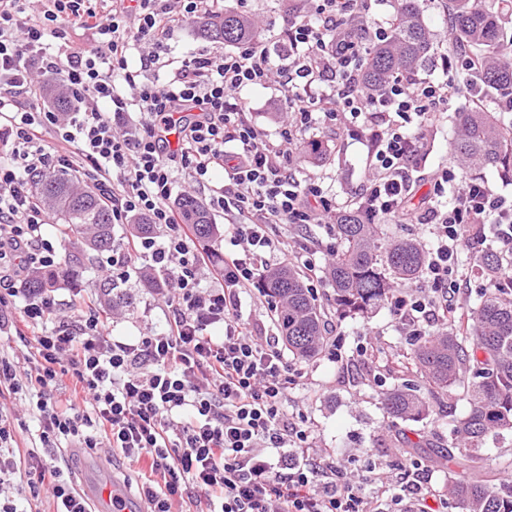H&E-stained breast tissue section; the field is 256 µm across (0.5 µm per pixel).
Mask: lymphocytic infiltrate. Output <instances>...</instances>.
<instances>
[{"label": "lymphocytic infiltrate", "mask_w": 512, "mask_h": 512, "mask_svg": "<svg viewBox=\"0 0 512 512\" xmlns=\"http://www.w3.org/2000/svg\"><path fill=\"white\" fill-rule=\"evenodd\" d=\"M221 0H0V327L23 340V360L0 357V387L35 401L37 445L15 447L0 418V512H19L10 492L18 472L31 498L49 494L54 512H89L64 470L48 458L54 444L90 450L108 444L129 464L148 463L141 496L148 512H444L430 479L395 480L389 466H369L371 489L334 455L310 454L311 431L287 413L294 374L277 339L254 334L242 312L267 268L266 254L302 261L316 278L317 255L331 243L310 234L339 208L292 165L302 130L346 116L367 134L370 176L356 209L373 224H416L437 239L428 249L425 285L399 289L390 312L410 336L447 326L457 292L458 254L470 242L512 244V201L455 165L434 171L432 196L412 210L407 200L424 141L422 132L470 89L477 63L443 58L447 79L393 77L381 95L365 93L358 62L383 29L366 39L340 36L339 20L358 0H310L287 14L288 54L272 64L262 42L217 53L192 50L160 77L161 59L185 20L217 14ZM94 29L99 45L73 51L68 31ZM60 77L74 107L54 112L41 78ZM278 81L287 126L278 140L246 116L238 97ZM73 171L103 194L112 221L147 217L150 236L114 246L112 267L129 279L136 264L167 275L156 302L165 328L138 340L111 336L92 299L74 296L63 314L48 291L25 283L53 264L49 211L34 199L39 172ZM222 180H215L216 171ZM209 190L232 248L207 266L177 209L176 183ZM23 304H16V297ZM25 461H18V453ZM196 498H188L189 490Z\"/></svg>", "instance_id": "1"}]
</instances>
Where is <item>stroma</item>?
Returning a JSON list of instances; mask_svg holds the SVG:
<instances>
[{
  "label": "stroma",
  "instance_id": "stroma-1",
  "mask_svg": "<svg viewBox=\"0 0 512 512\" xmlns=\"http://www.w3.org/2000/svg\"><path fill=\"white\" fill-rule=\"evenodd\" d=\"M246 9L259 17L273 60L287 54L288 44L281 34V15L276 0H248ZM283 88L277 83L245 89L254 121L269 134H278L285 117L280 112ZM471 98L453 100L436 125L425 133L426 170L445 164H456L451 151L455 135L454 114L470 108ZM303 140L321 141L326 149L324 159L314 161L296 153L295 164L303 177L320 182L339 206L353 204L356 190L368 178L367 148L361 140L350 136L343 125H311ZM319 303L329 311L328 334L331 342L315 360L306 362L288 356L290 366L301 369L290 391L288 408L302 414L313 433L312 446L333 451L355 473L364 475L367 463L363 449H372L379 462L397 459L400 440L421 438L423 466L431 483L445 489L449 478L445 456L451 446L449 422L468 409L461 387L440 393L432 402L429 416L421 421L392 424L380 403L381 389L407 384L408 376L400 372L393 360L407 349V339L395 323L388 306H381L366 316H341L334 313V292L327 282L316 285ZM131 298L123 317L113 320L112 334L129 340L140 336L145 322L165 325L167 315L153 304V289L138 276H131L122 286ZM367 353H360L359 345Z\"/></svg>",
  "mask_w": 512,
  "mask_h": 512
}]
</instances>
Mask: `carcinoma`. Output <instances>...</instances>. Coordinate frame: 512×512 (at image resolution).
Listing matches in <instances>:
<instances>
[{"label":"carcinoma","instance_id":"carcinoma-1","mask_svg":"<svg viewBox=\"0 0 512 512\" xmlns=\"http://www.w3.org/2000/svg\"><path fill=\"white\" fill-rule=\"evenodd\" d=\"M450 19L455 49L481 62L476 79L500 94L512 92V61L501 58L505 32L499 7L491 0H450ZM342 29L355 39H366L365 21L359 13L349 17ZM197 33L205 40L236 45L256 40L260 27L226 6L224 12L198 22ZM434 42L419 0H396L387 38L369 47L361 59L364 90L378 93L393 76L417 72L430 60ZM50 96L56 111H69L70 99L63 85L51 88ZM455 127L452 147L464 167L509 171L512 124L476 107L457 113ZM32 183L37 200L57 217L61 236L75 248L63 263L33 274L26 287L39 290L78 278L86 256L112 251L115 238L112 209L98 190L63 171L38 173ZM178 206L197 242L208 244L215 229L204 204L185 195ZM377 230L378 225L363 223L354 209L337 218L335 236L341 250L333 255L324 275L332 283L341 313L364 314L384 304L396 286L418 278L423 270L426 250L418 240L401 239L383 247L377 241ZM509 263L512 258L488 249L481 252L477 266L491 280ZM99 288L103 312L127 306L124 295L112 294V281ZM259 288L278 300L276 321L288 351L308 362L322 354L329 340L325 311L299 274L289 267L271 269L262 275ZM404 359L407 368L427 384L428 394L411 385L382 392L381 405L394 422L425 418L431 411L429 397L455 385L470 363L477 365L464 387L469 412L451 423L457 453L446 458L453 474L447 494L458 512H512V482L494 481L496 468H486L482 475L471 472V463L488 436L512 433V287L481 289L476 307L448 323L447 331L415 339Z\"/></svg>","mask_w":512,"mask_h":512}]
</instances>
